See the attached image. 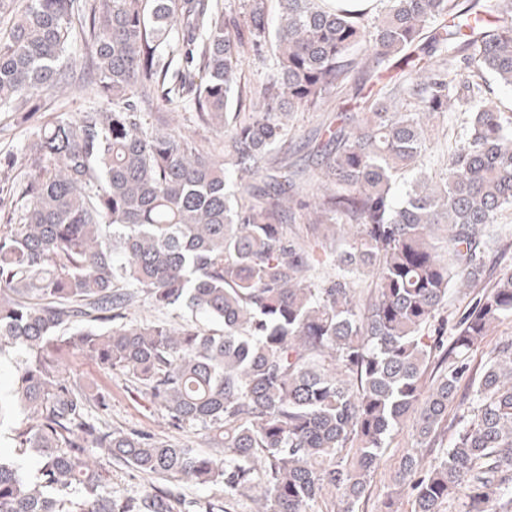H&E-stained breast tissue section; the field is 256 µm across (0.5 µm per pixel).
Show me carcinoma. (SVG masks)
Listing matches in <instances>:
<instances>
[{"mask_svg": "<svg viewBox=\"0 0 512 512\" xmlns=\"http://www.w3.org/2000/svg\"><path fill=\"white\" fill-rule=\"evenodd\" d=\"M0 0V110L38 116L0 194V512H184L177 484L218 487L198 512H314L328 490L355 512L392 433L412 415L417 447L393 481L412 512H512V342L487 353L458 395L469 352L512 318V271L485 281L489 245L512 211V0ZM84 53L68 56L74 40ZM197 71L194 121L224 133L222 155L146 111L170 63ZM269 55L239 81L245 48ZM76 82L98 100L52 105ZM361 98L316 130L322 190L273 151L300 112ZM247 99V112L232 110ZM462 116L433 175L434 120ZM305 224L335 274L313 276ZM370 276V295L356 286ZM482 292L457 317L450 284ZM188 310L214 324L127 319L133 306ZM91 357L123 375L172 428L209 449L112 424L111 394L69 369ZM436 375L425 386L429 366ZM438 465L425 449L448 432ZM147 483L112 495V466Z\"/></svg>", "mask_w": 512, "mask_h": 512, "instance_id": "carcinoma-1", "label": "carcinoma"}]
</instances>
